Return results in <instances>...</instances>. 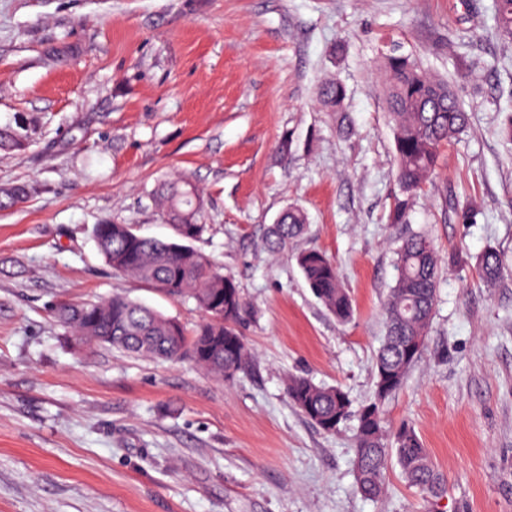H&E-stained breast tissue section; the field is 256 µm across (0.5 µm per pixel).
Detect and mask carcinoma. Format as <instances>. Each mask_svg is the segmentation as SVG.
Segmentation results:
<instances>
[{
	"label": "carcinoma",
	"mask_w": 512,
	"mask_h": 512,
	"mask_svg": "<svg viewBox=\"0 0 512 512\" xmlns=\"http://www.w3.org/2000/svg\"><path fill=\"white\" fill-rule=\"evenodd\" d=\"M495 22L501 35L512 37V0H496ZM383 67L400 185L389 221L407 224L415 194L436 174L442 147L466 130L469 118L448 84L428 75L416 59L388 55ZM345 98V88L337 82L320 89V100L330 112L342 111ZM23 144L20 133L0 128V151ZM25 194L22 185L1 188L0 209L15 206ZM155 198L168 217L174 238L144 237L129 224H98L94 228L98 250L113 270L173 298L193 299L206 312L207 320L189 338L175 319L121 295L61 304L54 316L76 342L108 344L166 361L188 357L213 376L232 381L252 362L238 331L245 303L233 279L224 276L214 260L193 245L207 231L202 223L203 198L184 177L161 183ZM305 229L304 210L290 206L267 229L264 246L272 253L279 252ZM295 260L313 295L338 321L350 320L352 299L326 253L307 249L296 253ZM439 269L435 245L427 235L412 234L404 240L395 260V284L384 307L386 335L376 355L373 398L359 415L355 437L357 488L371 499L382 495L393 459L406 481L427 495L436 498L444 489V478L415 430L404 424L389 438L382 418L384 402L403 386L409 370L421 358L437 302ZM504 270V257L494 247L477 257L478 277L489 285L496 284ZM286 392L293 406L327 433L335 432L350 417V399L338 387L292 375Z\"/></svg>",
	"instance_id": "1"
}]
</instances>
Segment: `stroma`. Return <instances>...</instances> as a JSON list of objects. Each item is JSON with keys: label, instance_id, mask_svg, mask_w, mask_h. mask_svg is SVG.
<instances>
[{"label": "stroma", "instance_id": "stroma-1", "mask_svg": "<svg viewBox=\"0 0 512 512\" xmlns=\"http://www.w3.org/2000/svg\"><path fill=\"white\" fill-rule=\"evenodd\" d=\"M495 0H0V512H512V274L483 284L475 259L512 261V39ZM411 54L447 80L470 128L443 147L409 224L399 188L383 57ZM347 90L342 132L318 92ZM287 151H280V143ZM187 175L205 202L197 241L237 283L250 370L218 379L189 359L81 346L55 320L65 302L119 294L203 320L113 271L93 229L130 224L170 239L152 200ZM473 203L475 223L452 202ZM308 229L278 254L262 243L288 206ZM427 232L438 303L420 361L384 405L386 432L414 428L443 474L432 498L398 465L375 500L356 489V418L385 336L383 303L402 240ZM333 259L349 323L295 263ZM462 251L466 266L447 264ZM336 386L352 415L319 429L288 399L289 375Z\"/></svg>", "mask_w": 512, "mask_h": 512}]
</instances>
